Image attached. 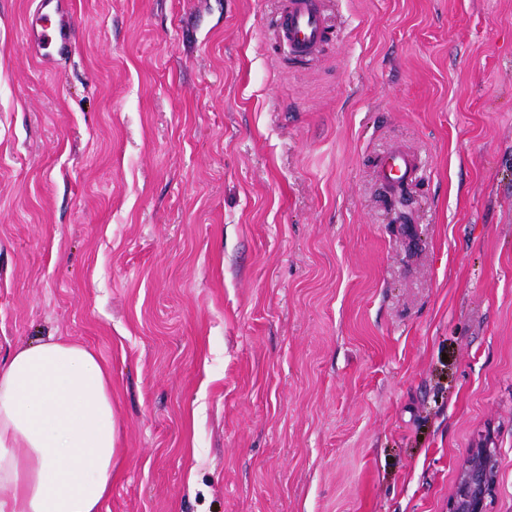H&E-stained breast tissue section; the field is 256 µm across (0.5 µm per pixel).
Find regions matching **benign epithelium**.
<instances>
[{
    "instance_id": "benign-epithelium-1",
    "label": "benign epithelium",
    "mask_w": 512,
    "mask_h": 512,
    "mask_svg": "<svg viewBox=\"0 0 512 512\" xmlns=\"http://www.w3.org/2000/svg\"><path fill=\"white\" fill-rule=\"evenodd\" d=\"M497 480V451L485 436L469 449L461 465L448 512H488Z\"/></svg>"
}]
</instances>
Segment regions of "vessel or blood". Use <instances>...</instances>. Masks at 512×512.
Listing matches in <instances>:
<instances>
[{"label": "vessel or blood", "mask_w": 512, "mask_h": 512, "mask_svg": "<svg viewBox=\"0 0 512 512\" xmlns=\"http://www.w3.org/2000/svg\"><path fill=\"white\" fill-rule=\"evenodd\" d=\"M38 29L32 30L30 44L35 51L57 48L67 52L69 34L59 24L62 17V0H38ZM331 33L326 9V0H281L279 15L273 26L276 42L288 46L293 59L310 62ZM420 171L418 159L407 152H393L380 163L383 181L394 183L398 190L405 191L417 179Z\"/></svg>", "instance_id": "b4317fda"}]
</instances>
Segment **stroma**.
Masks as SVG:
<instances>
[{
    "mask_svg": "<svg viewBox=\"0 0 512 512\" xmlns=\"http://www.w3.org/2000/svg\"><path fill=\"white\" fill-rule=\"evenodd\" d=\"M0 0V356L112 370L104 512H512V0ZM415 154L409 224L378 162ZM62 1L63 0H38V20L41 30L39 31L37 26L32 28L29 42L35 52L42 56H53L47 51L52 46L57 48L58 55L60 56L68 50V30L61 23L64 18ZM53 17L59 18L58 24L52 21ZM332 33L325 0H282L273 26L276 42L292 58L308 63ZM497 480V451L485 436L472 448L461 465L448 512H488Z\"/></svg>",
    "mask_w": 512,
    "mask_h": 512,
    "instance_id": "35a3bbf8",
    "label": "stroma"
}]
</instances>
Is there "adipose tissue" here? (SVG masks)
Instances as JSON below:
<instances>
[{
    "mask_svg": "<svg viewBox=\"0 0 512 512\" xmlns=\"http://www.w3.org/2000/svg\"><path fill=\"white\" fill-rule=\"evenodd\" d=\"M118 432L93 350L50 336L0 357V512H103Z\"/></svg>",
    "mask_w": 512,
    "mask_h": 512,
    "instance_id": "obj_1",
    "label": "adipose tissue"
}]
</instances>
